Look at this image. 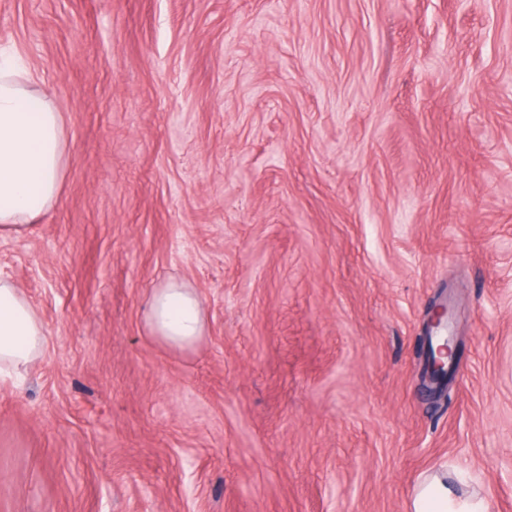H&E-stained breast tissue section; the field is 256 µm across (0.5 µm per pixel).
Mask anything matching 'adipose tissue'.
Instances as JSON below:
<instances>
[{
  "instance_id": "adipose-tissue-1",
  "label": "adipose tissue",
  "mask_w": 512,
  "mask_h": 512,
  "mask_svg": "<svg viewBox=\"0 0 512 512\" xmlns=\"http://www.w3.org/2000/svg\"><path fill=\"white\" fill-rule=\"evenodd\" d=\"M62 113L37 80L0 58V235L21 232L43 216L58 195L64 159ZM146 325L167 346L185 350L205 334L202 302L194 289L170 281L152 291ZM46 343L43 324L15 283L0 278V371L27 373ZM410 512H488L487 501L454 491L446 473L414 490Z\"/></svg>"
}]
</instances>
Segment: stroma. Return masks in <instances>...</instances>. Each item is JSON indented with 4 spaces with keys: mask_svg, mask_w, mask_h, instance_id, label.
Wrapping results in <instances>:
<instances>
[{
    "mask_svg": "<svg viewBox=\"0 0 512 512\" xmlns=\"http://www.w3.org/2000/svg\"><path fill=\"white\" fill-rule=\"evenodd\" d=\"M0 51L66 137L0 238L46 331L0 378V512H408L446 464L512 512V0H0ZM170 280L184 351L145 324ZM145 320L153 337L177 350L194 347L205 334L203 305L198 294L176 281L152 291ZM448 329V334L446 330ZM445 331V335L442 332ZM426 348L421 368V378L436 395L441 396L457 372V354L454 337L448 328V307L438 304L427 322L424 336Z\"/></svg>",
    "mask_w": 512,
    "mask_h": 512,
    "instance_id": "stroma-1",
    "label": "stroma"
}]
</instances>
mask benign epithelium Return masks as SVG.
Here are the masks:
<instances>
[{
    "label": "benign epithelium",
    "mask_w": 512,
    "mask_h": 512,
    "mask_svg": "<svg viewBox=\"0 0 512 512\" xmlns=\"http://www.w3.org/2000/svg\"><path fill=\"white\" fill-rule=\"evenodd\" d=\"M448 329V307L438 304L427 322L424 336L426 348L421 368V378L431 392H443L455 378L457 354L454 337L445 333Z\"/></svg>",
    "instance_id": "benign-epithelium-1"
}]
</instances>
